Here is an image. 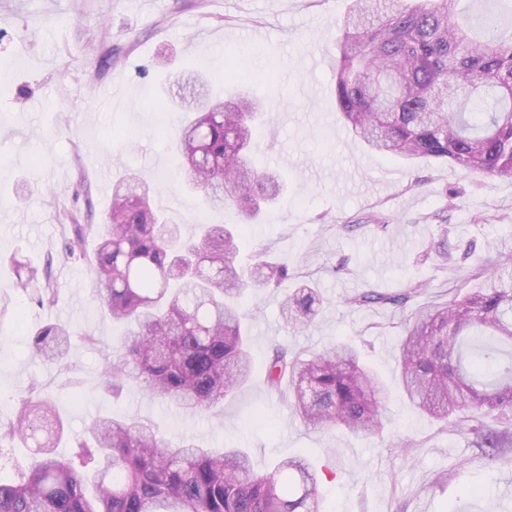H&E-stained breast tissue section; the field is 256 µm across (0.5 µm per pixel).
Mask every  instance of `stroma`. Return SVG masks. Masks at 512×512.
<instances>
[{
	"label": "stroma",
	"mask_w": 512,
	"mask_h": 512,
	"mask_svg": "<svg viewBox=\"0 0 512 512\" xmlns=\"http://www.w3.org/2000/svg\"><path fill=\"white\" fill-rule=\"evenodd\" d=\"M348 0H0V424L29 394L50 398L65 425L55 450L73 459L77 441L100 415L133 417L171 442L214 450L240 448L261 468L305 453L322 479L320 512H512V468L475 448L467 431L442 429L415 409L397 386L402 322L408 309L357 308L347 299L374 286L395 290L418 279L422 303L465 293L477 260L512 257V179L471 174L444 161L413 165L369 152L345 126L334 102L337 24ZM253 74L255 93L274 110L257 130V166L284 174L288 187L269 222L244 223L235 210L210 222L237 227L244 250L298 268L325 303L309 326L287 327L280 295L248 290L255 370L223 407L189 414L136 387L112 399L102 364L126 329L101 311L88 261L63 259L64 213L101 225L112 182L128 171L180 192L175 150L166 129V100L177 71L198 67L223 99L242 91L224 81V56ZM124 104L101 99L115 79ZM387 225L362 227L369 214ZM447 242L449 273L438 257ZM50 267L52 306L19 295L10 257ZM62 323L95 336L76 343L62 364L32 358L33 331ZM339 341L356 345L388 384L393 435L412 443L409 455L386 441L315 432L290 417L266 388L262 366L271 345L313 352Z\"/></svg>",
	"instance_id": "35a3bbf8"
}]
</instances>
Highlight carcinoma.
<instances>
[{
    "instance_id": "carcinoma-1",
    "label": "carcinoma",
    "mask_w": 512,
    "mask_h": 512,
    "mask_svg": "<svg viewBox=\"0 0 512 512\" xmlns=\"http://www.w3.org/2000/svg\"><path fill=\"white\" fill-rule=\"evenodd\" d=\"M480 0L484 32L459 21L464 0H351L336 40L335 100L348 129L374 152L406 160H442L463 170L512 178V30L501 29L496 5ZM192 116L175 128L180 171L200 208L236 209L244 223L266 219L284 184L258 170L252 155L261 96L211 102L176 80ZM491 97L488 110L470 104ZM158 186L133 175L113 184L112 207L99 234L90 279L112 321L129 326L108 354L105 384L114 392L139 386L186 412L224 405L250 378L253 358L238 299L249 288H278L297 270L257 253L250 273L239 266L238 234L201 224L182 236L155 204ZM65 258L83 250L89 224L70 225ZM16 290L40 306L54 303L46 270L11 258ZM481 287L415 310L403 323L399 386L430 417L469 426L488 456L511 465L512 267L478 263ZM425 291L410 279L396 291L365 288L355 307H405ZM322 304L299 283L281 304L291 326L309 325ZM79 336L68 327L38 328L35 357L62 360ZM270 394L306 427L379 436L390 426L389 388L338 342L306 356L273 345L265 366ZM79 461L55 456L63 423L47 399L29 396L0 427V443L37 440L33 466L0 479V512H319L321 478L305 457L257 469L238 448L216 453L193 442L174 444L148 424L112 415L88 428Z\"/></svg>"
}]
</instances>
